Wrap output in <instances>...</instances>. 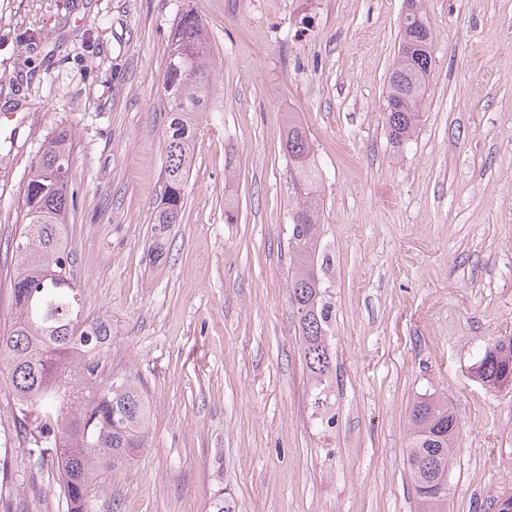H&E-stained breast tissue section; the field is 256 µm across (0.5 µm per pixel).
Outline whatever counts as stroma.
I'll list each match as a JSON object with an SVG mask.
<instances>
[{
	"label": "stroma",
	"mask_w": 512,
	"mask_h": 512,
	"mask_svg": "<svg viewBox=\"0 0 512 512\" xmlns=\"http://www.w3.org/2000/svg\"><path fill=\"white\" fill-rule=\"evenodd\" d=\"M433 68L416 136L383 120L404 0H0V325L32 162L72 134L67 214L87 317L112 323L104 373L151 405L148 446L101 471L99 512H416L407 413L458 422L448 512L512 489V385L473 364L512 336V0H425ZM215 56L184 210L149 263L163 192L161 78L179 14ZM309 132L336 256V376L313 415L288 291L296 189L289 115ZM238 219L226 223L225 204ZM0 375V484L12 512H66L58 470H28Z\"/></svg>",
	"instance_id": "35a3bbf8"
}]
</instances>
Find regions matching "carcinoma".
Here are the masks:
<instances>
[{"label": "carcinoma", "mask_w": 512, "mask_h": 512, "mask_svg": "<svg viewBox=\"0 0 512 512\" xmlns=\"http://www.w3.org/2000/svg\"><path fill=\"white\" fill-rule=\"evenodd\" d=\"M423 0H407L400 47L388 77L385 125L392 146L414 135L433 65V33ZM214 69L208 36L198 16L182 13L162 76L164 191L157 205L151 262L165 254L169 227L182 213L199 116L210 110ZM71 131L59 130L31 166L23 193L24 236L12 243L13 320L0 332V372L21 414L17 439L30 467L56 458L67 512H98L100 470L125 465L147 447L151 406L131 378L104 375L99 348L77 343L112 341L106 319L83 314L73 276L66 216L76 193L71 179ZM285 149L293 162L299 197L291 216L294 274L288 285L296 308L301 354L312 380L316 410L329 403L336 367L330 347L336 310L334 256L321 230L316 173L305 128L288 120ZM476 378L490 388L512 383V336L499 338L475 363ZM408 470L419 512H447L451 450L458 434L448 400L428 395L408 412Z\"/></svg>", "instance_id": "1"}]
</instances>
